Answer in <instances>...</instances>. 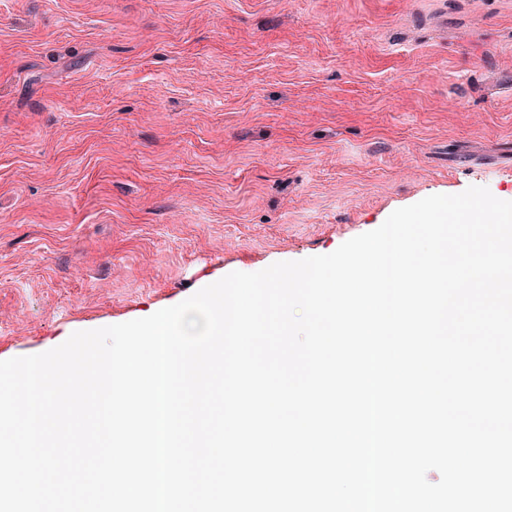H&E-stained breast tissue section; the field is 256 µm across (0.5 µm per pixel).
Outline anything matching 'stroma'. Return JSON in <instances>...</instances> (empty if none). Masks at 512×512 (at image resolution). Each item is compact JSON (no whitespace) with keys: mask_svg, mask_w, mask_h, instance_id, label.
<instances>
[{"mask_svg":"<svg viewBox=\"0 0 512 512\" xmlns=\"http://www.w3.org/2000/svg\"><path fill=\"white\" fill-rule=\"evenodd\" d=\"M512 199V0H0V360Z\"/></svg>","mask_w":512,"mask_h":512,"instance_id":"obj_1","label":"stroma"}]
</instances>
